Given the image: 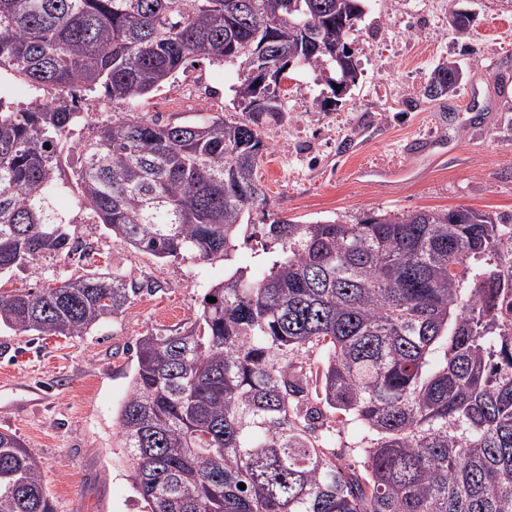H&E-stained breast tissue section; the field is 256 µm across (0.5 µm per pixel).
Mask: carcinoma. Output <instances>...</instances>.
I'll use <instances>...</instances> for the list:
<instances>
[{
    "mask_svg": "<svg viewBox=\"0 0 512 512\" xmlns=\"http://www.w3.org/2000/svg\"><path fill=\"white\" fill-rule=\"evenodd\" d=\"M363 2L0 0V78L31 98L0 97V275L78 249L61 194L157 260L229 261L241 237L265 257L258 277L235 270L205 293L217 302L137 339L117 425L144 512H512V224L467 207L296 222L255 177L283 104L251 79V55L345 93ZM191 58L238 63L235 100L256 111L161 125L82 107L149 96ZM460 75L439 64L421 95L455 94ZM146 290L95 270L0 287V327L81 336ZM337 425L358 431L362 468L336 455ZM0 512H55L12 432Z\"/></svg>",
    "mask_w": 512,
    "mask_h": 512,
    "instance_id": "obj_1",
    "label": "carcinoma"
}]
</instances>
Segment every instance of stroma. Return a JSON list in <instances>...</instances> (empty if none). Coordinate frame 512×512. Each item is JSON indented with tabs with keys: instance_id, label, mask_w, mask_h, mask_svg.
I'll return each mask as SVG.
<instances>
[{
	"instance_id": "obj_1",
	"label": "stroma",
	"mask_w": 512,
	"mask_h": 512,
	"mask_svg": "<svg viewBox=\"0 0 512 512\" xmlns=\"http://www.w3.org/2000/svg\"><path fill=\"white\" fill-rule=\"evenodd\" d=\"M350 36L359 63L356 88L321 108L327 92L312 73L293 67L281 86L285 111L262 128L266 149L256 177L278 217L355 223L362 212L412 213L459 206L512 218V0H367ZM472 18L454 30L453 13ZM448 60L461 67L460 90L436 101L420 91L432 70ZM237 66L202 60L177 73L135 110L159 124L241 112L233 89ZM451 116L436 152L443 158L420 177L385 190L356 181L361 166L400 163L408 137L429 129L430 114ZM69 233L86 253L46 255L16 270L10 288L38 290L58 275L87 269L122 271L153 283L118 318L87 334L38 336L0 328V403L32 378L47 389L42 408L26 417L0 414V432L16 433L42 462L44 487L56 512H140L120 448L117 413L134 371V347L148 330L193 317L207 287L227 267L256 277L264 270L255 241H239L231 263L158 261L115 241L90 223L71 197L57 196Z\"/></svg>"
}]
</instances>
